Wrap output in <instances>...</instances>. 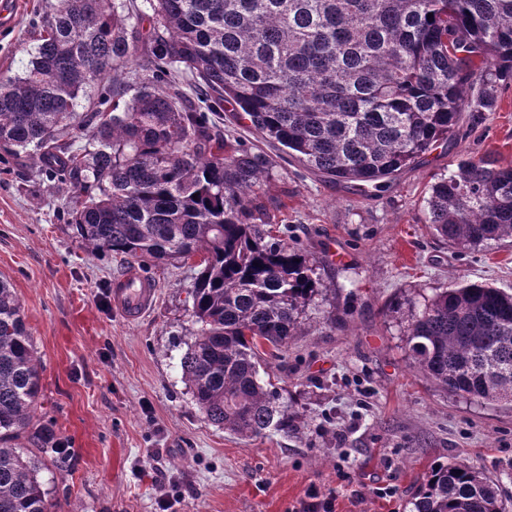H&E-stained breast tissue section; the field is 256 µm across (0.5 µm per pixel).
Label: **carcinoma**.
<instances>
[{"label":"carcinoma","instance_id":"carcinoma-1","mask_svg":"<svg viewBox=\"0 0 512 512\" xmlns=\"http://www.w3.org/2000/svg\"><path fill=\"white\" fill-rule=\"evenodd\" d=\"M132 2L56 0L22 73L0 79V150L32 148L47 178L77 188L67 229L91 253L195 260L180 360L194 404L246 439L294 431L285 389L260 368L325 287L276 234L269 159L225 140L213 114L229 103L331 182L383 188L512 81V0H145L147 13ZM128 65L134 83L110 80ZM424 215L461 249L511 239L512 164L459 160ZM409 304L414 369L453 396H512L511 291L466 281ZM40 399L33 337L0 279V512H45L40 472L71 470ZM412 505L512 512L458 462L432 466Z\"/></svg>","mask_w":512,"mask_h":512}]
</instances>
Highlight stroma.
<instances>
[{
    "label": "stroma",
    "instance_id": "35a3bbf8",
    "mask_svg": "<svg viewBox=\"0 0 512 512\" xmlns=\"http://www.w3.org/2000/svg\"><path fill=\"white\" fill-rule=\"evenodd\" d=\"M52 0H21L0 25V76L20 72ZM232 143L267 156L266 197L285 235L327 288L275 383L301 417L291 434L244 439L192 402L180 359L190 337L192 267L148 264L155 305L137 322L112 308L123 257L90 255L66 228L75 199L27 153L0 162V275L12 284L40 360L44 407L72 469L43 472L50 512H411L437 462L478 468L512 498V401L449 395L405 353L402 306L457 282L512 289V242L457 250L424 222L433 175L467 157L512 163V84L491 111L465 112L457 137L393 176L383 191L332 183L267 143L232 108ZM334 317L325 324L324 315Z\"/></svg>",
    "mask_w": 512,
    "mask_h": 512
}]
</instances>
